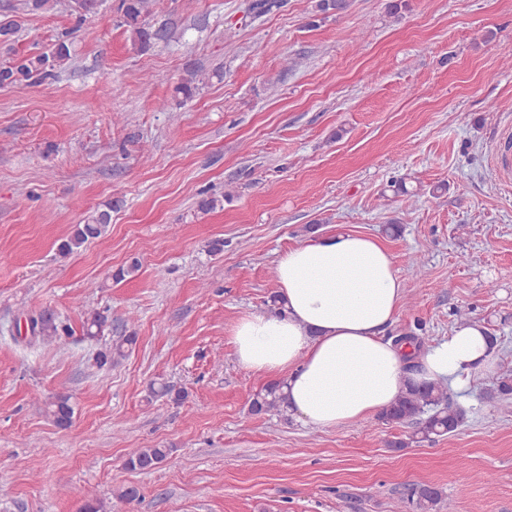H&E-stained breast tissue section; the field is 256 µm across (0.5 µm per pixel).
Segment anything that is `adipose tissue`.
Segmentation results:
<instances>
[{"label":"adipose tissue","instance_id":"adipose-tissue-1","mask_svg":"<svg viewBox=\"0 0 512 512\" xmlns=\"http://www.w3.org/2000/svg\"><path fill=\"white\" fill-rule=\"evenodd\" d=\"M276 285L280 310L241 316L232 344L240 365L281 385L285 411L307 426L333 429L383 411L411 379L461 392L490 369L494 349L476 322L457 326L408 369V345L382 336L405 281L374 237L339 232L288 248Z\"/></svg>","mask_w":512,"mask_h":512}]
</instances>
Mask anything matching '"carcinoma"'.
Masks as SVG:
<instances>
[{"instance_id":"carcinoma-1","label":"carcinoma","mask_w":512,"mask_h":512,"mask_svg":"<svg viewBox=\"0 0 512 512\" xmlns=\"http://www.w3.org/2000/svg\"><path fill=\"white\" fill-rule=\"evenodd\" d=\"M150 2L151 0H119L117 8L120 25L125 27L133 44L141 51L147 50L151 45V33L147 23ZM56 6L57 0H18V4L9 6L0 19V33L6 31L13 39L20 29V16L49 12ZM280 7V0H250L246 7V16L256 21ZM71 60L70 45L63 35L55 39L44 52L1 63L0 86L31 85L54 79L68 67ZM112 209L114 205L109 202L105 208L89 214L84 223L74 225L69 235L59 244V251L69 255L101 237L111 224ZM29 330L33 339L58 345L67 344L71 336L70 327L52 314L29 317ZM135 342L136 337L131 335L117 337L111 344L96 350L92 356L93 365L98 369L112 366L126 356L129 346ZM148 395L152 399L166 397L176 403L187 398L184 390L156 380L149 384ZM511 395L512 375L505 373L497 378L487 398L493 401L506 399ZM280 404L281 397L277 394V386L270 384L252 399L250 410L259 414ZM44 412L58 427H69L74 415L70 396L66 393L56 394L45 402ZM381 417L388 423L409 426L412 429L409 441L420 443L455 432L463 423L464 413L449 401L448 387L438 383H412L390 407L381 412ZM169 452L168 448H142L127 459L126 466L138 471L152 470L168 457ZM441 502V492L430 485L412 488L409 497V504L414 512H434Z\"/></svg>"}]
</instances>
